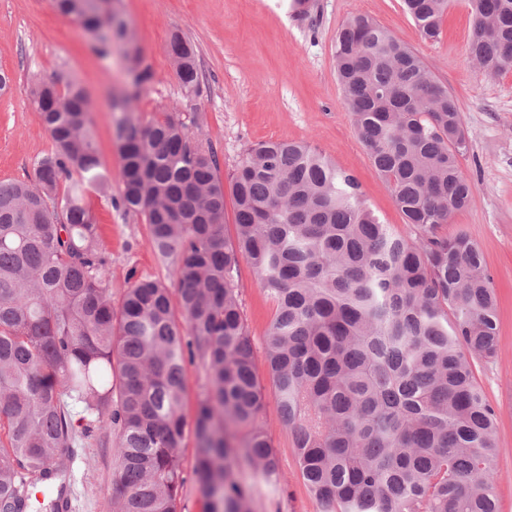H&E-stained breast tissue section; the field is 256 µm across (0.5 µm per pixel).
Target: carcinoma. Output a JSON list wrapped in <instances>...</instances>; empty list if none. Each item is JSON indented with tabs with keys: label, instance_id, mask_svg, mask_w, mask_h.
I'll use <instances>...</instances> for the list:
<instances>
[{
	"label": "carcinoma",
	"instance_id": "1",
	"mask_svg": "<svg viewBox=\"0 0 512 512\" xmlns=\"http://www.w3.org/2000/svg\"><path fill=\"white\" fill-rule=\"evenodd\" d=\"M428 39L450 0H403ZM472 61L512 66V0H466ZM93 46L131 36L120 8L55 0ZM169 55L184 110L144 122L131 111L153 80L142 57L110 92L122 189L111 204L144 217L155 253L176 265L171 287L127 283L119 304L103 277L90 194L112 195L87 93L57 74L31 101L53 141L33 179L0 182V512H29L40 489L59 512L56 477L76 439L64 398L115 435L104 512H179L178 448L186 364L209 384L194 419L203 512H250L241 463L279 489L276 452L258 423L266 401L236 284L254 269L276 304L268 372L294 436L300 477L322 512H499L496 411L474 367L497 353V296L473 238L439 234L470 202L460 107L420 57L366 15L336 34V74L359 140L404 216L382 223L356 179L307 143L262 142L229 174L236 236L224 234V181L212 145L182 118L200 95L195 46Z\"/></svg>",
	"mask_w": 512,
	"mask_h": 512
}]
</instances>
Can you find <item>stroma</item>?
Returning <instances> with one entry per match:
<instances>
[{
  "instance_id": "1",
  "label": "stroma",
  "mask_w": 512,
  "mask_h": 512,
  "mask_svg": "<svg viewBox=\"0 0 512 512\" xmlns=\"http://www.w3.org/2000/svg\"><path fill=\"white\" fill-rule=\"evenodd\" d=\"M119 5L154 73L135 105L143 119L180 106L181 86L167 46L173 34H181L194 44L200 72L191 132L213 146L222 174L258 142H308L353 175L380 221L401 234L407 230L403 215L343 101L335 69L338 28L355 15L375 18L414 49L455 96L468 144L462 169L474 191L469 205L441 232L463 231L475 239L498 294L499 349L492 360L477 364L475 376L499 416L496 492L501 512H512V69L490 74L470 59L472 20L464 0H451L434 40L421 37L401 0H307L303 16L295 15L291 0H120ZM126 67L121 52L96 56L80 22L58 13L53 0H0V70L13 79L12 92L0 94V181L32 177L34 159L52 149L25 88L33 78L58 73L86 89L100 161L119 172L117 115L107 91L125 83ZM92 207L109 258L103 275L113 300H120L134 277L175 281L174 264L154 253L140 215L116 209L105 197L93 198ZM236 283L266 394L259 423L276 450L284 491L276 495L255 485L245 464L238 478L251 488V512H321L300 478L293 435L280 420L267 372L264 339L276 305L249 263L240 262ZM113 441L109 432L87 440L67 462L71 512H100L111 496Z\"/></svg>"
}]
</instances>
